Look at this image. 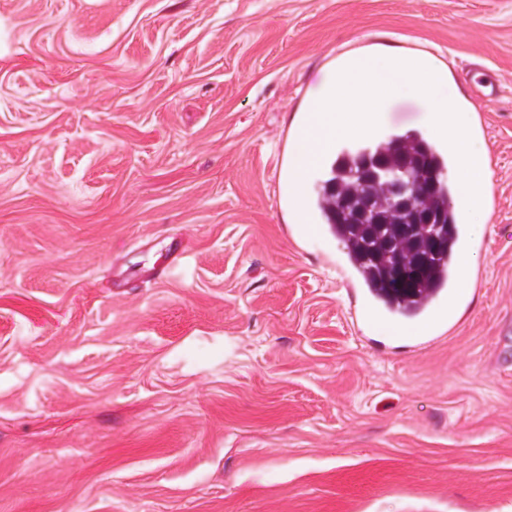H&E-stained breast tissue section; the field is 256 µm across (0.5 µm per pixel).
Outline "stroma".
<instances>
[{
	"mask_svg": "<svg viewBox=\"0 0 512 512\" xmlns=\"http://www.w3.org/2000/svg\"><path fill=\"white\" fill-rule=\"evenodd\" d=\"M366 48L446 66L485 152L469 307L415 350L321 175L282 192ZM0 512H512V0H0Z\"/></svg>",
	"mask_w": 512,
	"mask_h": 512,
	"instance_id": "1",
	"label": "stroma"
}]
</instances>
